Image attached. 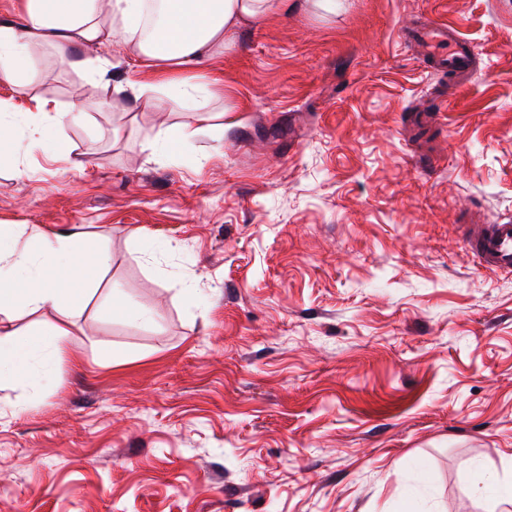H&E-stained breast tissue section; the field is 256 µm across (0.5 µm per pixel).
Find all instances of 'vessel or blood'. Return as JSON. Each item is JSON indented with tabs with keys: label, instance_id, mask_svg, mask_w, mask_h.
Listing matches in <instances>:
<instances>
[{
	"label": "vessel or blood",
	"instance_id": "b4317fda",
	"mask_svg": "<svg viewBox=\"0 0 512 512\" xmlns=\"http://www.w3.org/2000/svg\"><path fill=\"white\" fill-rule=\"evenodd\" d=\"M417 44L429 68L452 77L472 72L476 53L472 43L450 26L426 21L405 32ZM466 250L486 269L512 273V222L488 224L465 242Z\"/></svg>",
	"mask_w": 512,
	"mask_h": 512
}]
</instances>
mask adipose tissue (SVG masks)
Returning a JSON list of instances; mask_svg holds the SVG:
<instances>
[{"instance_id":"1","label":"adipose tissue","mask_w":512,"mask_h":512,"mask_svg":"<svg viewBox=\"0 0 512 512\" xmlns=\"http://www.w3.org/2000/svg\"><path fill=\"white\" fill-rule=\"evenodd\" d=\"M298 0H25L22 27L0 25V81L24 88L30 83L33 48L49 45L61 63L81 69L91 82L130 91L148 108H158L161 97L181 102L189 112L200 111L202 84L195 69L212 58L237 31L268 14L285 15ZM122 42L131 46L143 65L163 74L182 71V78L163 83L111 84L109 73L116 61L89 56L92 48ZM26 108L0 100V143L11 141L19 120L29 115L41 121L30 124L31 142L40 143L45 122L62 125L73 114L107 108V97L78 99L61 108L52 98L26 97ZM42 249L18 248L16 231L0 227V382L39 384L43 373L38 359L64 348L65 329H31L18 341L13 322L52 309L69 316L88 296L96 274L108 265L104 249L83 250L80 233L47 237L37 233Z\"/></svg>"}]
</instances>
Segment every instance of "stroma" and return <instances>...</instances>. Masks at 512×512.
I'll return each instance as SVG.
<instances>
[{
  "label": "stroma",
  "instance_id": "35a3bbf8",
  "mask_svg": "<svg viewBox=\"0 0 512 512\" xmlns=\"http://www.w3.org/2000/svg\"><path fill=\"white\" fill-rule=\"evenodd\" d=\"M420 18L474 45L460 93L401 43ZM32 54L35 93L100 95ZM198 73L205 111L122 93L0 145V225L110 257L79 315L14 324L67 336L0 387V512H487L512 274L459 227L512 222V0H302ZM167 126L193 132L170 156Z\"/></svg>",
  "mask_w": 512,
  "mask_h": 512
}]
</instances>
